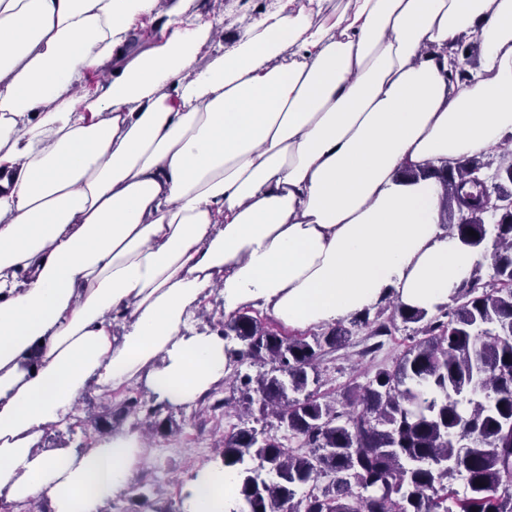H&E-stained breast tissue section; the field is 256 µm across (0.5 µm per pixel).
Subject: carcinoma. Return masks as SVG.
I'll return each mask as SVG.
<instances>
[{"label":"carcinoma","instance_id":"obj_1","mask_svg":"<svg viewBox=\"0 0 512 512\" xmlns=\"http://www.w3.org/2000/svg\"><path fill=\"white\" fill-rule=\"evenodd\" d=\"M485 168L472 156L453 169L405 172L442 184L441 220L490 257L492 275L483 280L477 264L436 315L398 304L386 318L355 314L370 338L391 335L398 320L414 328L392 366L366 372V382L347 392L346 407L308 389L323 357L348 343L342 322L308 338L247 310L225 318L243 390L206 411L247 413L257 404L262 419L288 430L286 443L245 424L224 435L222 463L238 479L228 512H512V208L487 212L482 191L466 189ZM499 168L496 192L512 197V151L501 154ZM245 363L261 370L242 376ZM164 408L128 396L119 413L144 415L158 433Z\"/></svg>","mask_w":512,"mask_h":512}]
</instances>
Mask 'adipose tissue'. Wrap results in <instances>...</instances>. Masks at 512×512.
Instances as JSON below:
<instances>
[{
	"label": "adipose tissue",
	"mask_w": 512,
	"mask_h": 512,
	"mask_svg": "<svg viewBox=\"0 0 512 512\" xmlns=\"http://www.w3.org/2000/svg\"><path fill=\"white\" fill-rule=\"evenodd\" d=\"M140 16L162 35L124 55ZM464 35L482 62L457 88ZM510 134L512 0H265L229 45L190 0H0V497L102 512L124 491L139 433L39 440L89 384L179 407L230 374L223 336L187 328L210 289L295 328L446 304L479 254L439 182L403 173ZM188 491L226 512L237 481L205 465ZM75 420L70 419L67 422H60L44 431L41 438L40 447L45 449H72L82 451L83 447L97 438V433L91 428L86 427V433L80 428L74 431L68 428L70 423Z\"/></svg>",
	"instance_id": "obj_1"
}]
</instances>
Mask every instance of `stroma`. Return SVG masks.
Listing matches in <instances>:
<instances>
[{"mask_svg": "<svg viewBox=\"0 0 512 512\" xmlns=\"http://www.w3.org/2000/svg\"><path fill=\"white\" fill-rule=\"evenodd\" d=\"M264 0H193V9L204 17L220 11L225 36H232L247 28L256 17ZM409 329L398 327L393 335L384 337V345L374 358L360 357L359 351L367 332L353 328L349 343L328 355L321 364V394L343 402L348 386L363 382L366 369L393 364L409 343ZM169 422L162 434L150 438L145 459L133 470L129 490L107 502L103 512H145L132 492L151 493L154 485H162L165 493L162 505L179 508L185 485L196 470L205 464L220 461L218 443L220 433L230 431L234 419H215L210 413L200 412L198 406L173 407L168 411Z\"/></svg>", "mask_w": 512, "mask_h": 512, "instance_id": "obj_1", "label": "stroma"}]
</instances>
